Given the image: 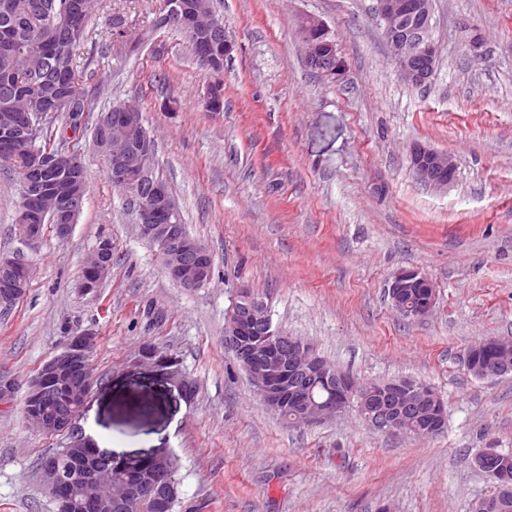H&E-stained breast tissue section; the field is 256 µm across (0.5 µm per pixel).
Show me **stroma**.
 Listing matches in <instances>:
<instances>
[{
    "label": "stroma",
    "instance_id": "stroma-1",
    "mask_svg": "<svg viewBox=\"0 0 512 512\" xmlns=\"http://www.w3.org/2000/svg\"><path fill=\"white\" fill-rule=\"evenodd\" d=\"M161 2L112 0L124 37L102 14L79 51L85 59L103 46L111 56L96 68L85 123L56 122L62 148L78 147L87 170L67 238L48 232L35 249L23 244L19 176L0 167V255L32 268L24 297L0 310V377L15 388L0 402V512H56L39 459L92 429L119 460L168 452L178 465L176 512H475L493 483L473 456L512 452V374L478 379L465 365L474 342L512 337V0H432L437 68L422 87L401 79L375 0H213L235 39L218 74L176 31L141 40ZM305 17L335 40L341 80L307 65ZM475 32L478 57L466 46ZM218 81L224 109L210 112L204 98ZM118 102L140 109L154 171L213 256L203 287L168 277L93 146L98 112ZM416 144L453 156L448 190L417 179ZM104 236L112 273L87 293L84 261ZM402 268L436 289L423 319L391 306L388 286ZM244 288L274 326L357 382L432 387L445 403L444 432L385 434L352 406L286 425L224 347ZM84 329L97 334L98 381L73 431L35 432L23 416L29 381ZM150 346L177 358L192 397L146 358Z\"/></svg>",
    "mask_w": 512,
    "mask_h": 512
}]
</instances>
